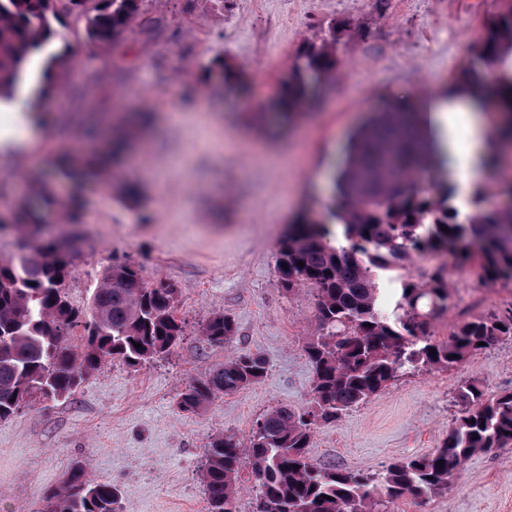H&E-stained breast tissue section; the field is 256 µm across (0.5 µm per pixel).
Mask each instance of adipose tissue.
<instances>
[{"label": "adipose tissue", "mask_w": 512, "mask_h": 512, "mask_svg": "<svg viewBox=\"0 0 512 512\" xmlns=\"http://www.w3.org/2000/svg\"><path fill=\"white\" fill-rule=\"evenodd\" d=\"M58 40L52 39L43 47L32 53L26 63L27 73L23 82L4 105L14 112L12 127L0 136V144L8 146L14 154L22 157L24 162H31L32 155L28 149L31 141L32 103L39 95L44 84L43 64L45 57L56 51ZM433 106L431 121L436 129L439 145V157L446 160L448 170L456 181L461 193H469L480 182L489 169L491 151L489 140L491 129L474 115L467 114V146L459 148L457 144L454 119L457 112H465L463 98L451 97L443 91L431 94Z\"/></svg>", "instance_id": "1"}]
</instances>
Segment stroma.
I'll list each match as a JSON object with an SVG mask.
<instances>
[{
  "mask_svg": "<svg viewBox=\"0 0 512 512\" xmlns=\"http://www.w3.org/2000/svg\"><path fill=\"white\" fill-rule=\"evenodd\" d=\"M498 0H144L151 30L133 23L110 48L88 42L74 18L55 23L69 61L62 89L41 101L53 121L37 129L40 161L96 149L93 123L150 113L132 161L108 182L58 186L81 203L86 243L64 288L86 304L104 269L131 262L153 288L178 290L184 334L170 354L136 368L105 361L64 401H39L0 419V512H40L46 491L74 464L121 492L120 512H206L198 471L215 436L247 441L272 409L310 402L313 367L304 345L318 332L315 292L287 291L277 271L289 225L324 219L338 207L332 181L351 135L390 99L418 101L447 87L474 58ZM351 22L334 76L312 86L310 104L287 129L272 115L297 54L330 22ZM232 73L223 81L218 62ZM488 175L480 201L454 196L460 216L506 205L512 147ZM34 170L0 149V216L32 199ZM135 196L119 201L126 185ZM448 268V311L431 325L446 338L473 315L512 313V285L482 282L450 256L414 254L420 276ZM237 327L230 344H210L200 327L215 314ZM237 354L261 356L258 384L180 412L179 394ZM512 391V339L450 370L405 374L332 423L317 422L314 466L375 473L390 462L433 453L461 415V381ZM381 512H512V448L478 453L447 493L407 496Z\"/></svg>",
  "mask_w": 512,
  "mask_h": 512,
  "instance_id": "35a3bbf8",
  "label": "stroma"
}]
</instances>
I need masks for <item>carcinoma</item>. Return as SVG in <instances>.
Segmentation results:
<instances>
[{"mask_svg": "<svg viewBox=\"0 0 512 512\" xmlns=\"http://www.w3.org/2000/svg\"><path fill=\"white\" fill-rule=\"evenodd\" d=\"M142 2L0 0V100L12 94L28 57L49 39L52 21L73 16L83 22L89 42L107 48L142 17ZM500 2L475 44L483 69L461 68L450 83L451 93L481 97L488 67L495 83L512 93V0ZM341 45V32L330 23L319 41L298 54L282 86L284 119L292 120L308 105L310 82L333 74ZM68 69V61L52 56L45 74L63 78ZM420 114L408 102L391 100L351 136L348 161L338 177L341 203L331 213L343 224L349 247L333 245L328 224L319 220L298 224L281 237L277 271L283 288L306 286L316 292L320 333L305 346L315 374L311 410L281 407L267 413L245 444L213 438L199 472L208 512H236L245 459L252 467L256 512H378L379 498L443 493L472 455L512 445V391L488 396L464 381L457 397L465 411L430 455L391 463L377 474L317 469L308 456L313 418L335 421L401 375L447 370L502 337L512 338V315L495 314L475 316L441 341L429 335L431 322L448 311L444 266L423 278L400 274L394 310L387 313L379 306V274L397 270L426 248L453 257L459 267H478L485 282L512 284V209H478L461 220L448 198L437 200L430 186L409 181L432 162ZM77 159L68 152L56 156L50 174L34 178L44 210L25 203L10 222L0 219V233L11 231L18 239V252L0 259V419L36 397L68 399L109 359L135 367L164 357L184 334L176 312L178 290L147 286L132 263L107 267L85 307L68 300L63 283L81 248L74 228L83 220L77 199L61 202L55 183H80L103 173L100 154L90 152L80 164ZM46 210L60 211L68 230L42 238ZM77 327L83 336L74 346ZM200 333L207 343L226 345L235 338L236 325L220 313ZM265 375L263 358L232 357L186 386L178 408L196 413ZM118 499L112 481L90 479L74 464L46 493L41 512H119Z\"/></svg>", "mask_w": 512, "mask_h": 512, "instance_id": "carcinoma-1", "label": "carcinoma"}]
</instances>
